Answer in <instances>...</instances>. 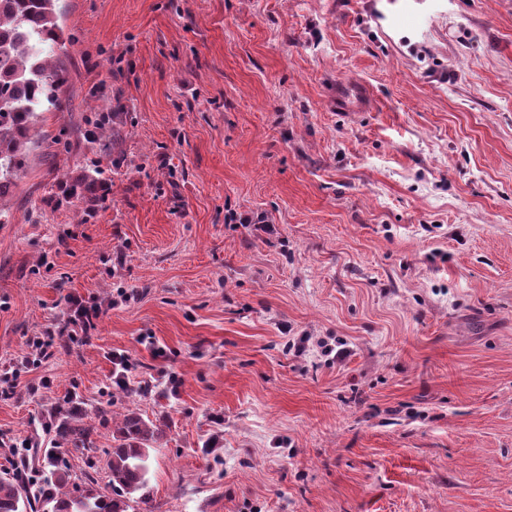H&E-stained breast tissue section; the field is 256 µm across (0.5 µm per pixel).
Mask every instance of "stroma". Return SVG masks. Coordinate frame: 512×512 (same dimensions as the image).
<instances>
[{
    "instance_id": "1",
    "label": "stroma",
    "mask_w": 512,
    "mask_h": 512,
    "mask_svg": "<svg viewBox=\"0 0 512 512\" xmlns=\"http://www.w3.org/2000/svg\"><path fill=\"white\" fill-rule=\"evenodd\" d=\"M58 8L45 129L71 149L31 152L0 224V370L68 295L101 315L0 398V474L73 391L97 449L58 456L105 479L99 410L141 413L160 512H512V0ZM116 108L124 157L87 218L60 183Z\"/></svg>"
}]
</instances>
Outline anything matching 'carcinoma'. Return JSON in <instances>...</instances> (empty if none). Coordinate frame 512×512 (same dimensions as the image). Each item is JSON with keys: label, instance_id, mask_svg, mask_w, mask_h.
<instances>
[{"label": "carcinoma", "instance_id": "cac0c4a2", "mask_svg": "<svg viewBox=\"0 0 512 512\" xmlns=\"http://www.w3.org/2000/svg\"><path fill=\"white\" fill-rule=\"evenodd\" d=\"M58 0H0V224L7 223L4 203L17 187L19 172L30 152L49 138L43 130L44 114L62 110L58 92L67 82L62 60L67 38L59 24ZM98 118L87 136L98 142L102 153L114 167L116 146L126 137L122 113H112V134L104 131ZM111 185L100 177V170H87L68 185L66 196L95 206L104 201ZM80 400L54 408L53 447L72 445L91 451L95 448L97 427L83 422ZM158 440V432L141 415L128 412L112 430V452L108 462V481L102 490L98 480L86 472L83 487L76 493L62 494L58 489L71 480L70 467L53 459L55 483L28 493L23 472L0 476V512H140L150 500L148 488L149 448Z\"/></svg>", "mask_w": 512, "mask_h": 512}]
</instances>
